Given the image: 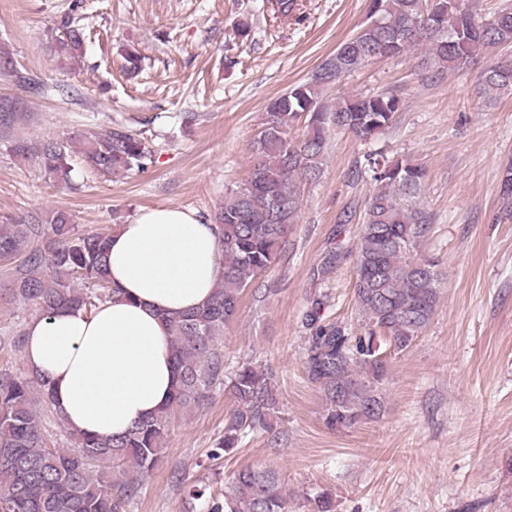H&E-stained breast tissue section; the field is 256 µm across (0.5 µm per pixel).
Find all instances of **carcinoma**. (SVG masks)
I'll return each mask as SVG.
<instances>
[{"instance_id": "obj_1", "label": "carcinoma", "mask_w": 512, "mask_h": 512, "mask_svg": "<svg viewBox=\"0 0 512 512\" xmlns=\"http://www.w3.org/2000/svg\"><path fill=\"white\" fill-rule=\"evenodd\" d=\"M56 58L83 57L84 33L64 14L48 35ZM425 47L423 64L438 70L464 69L492 48H512V9L482 22L462 0H371L370 17L354 37L341 43L303 83L273 100L251 144L249 178L231 190L215 215L221 233L223 272L202 308L167 319L177 384L168 403L117 437L70 433L79 453L47 441L44 412L57 415L44 381L0 373V499L10 512H128L140 483L156 467L171 419L181 410L206 406L214 387L224 386L235 407L209 458L238 448L248 433L269 430L279 404L272 375L243 363L226 370L219 339L236 317L243 292L288 252L300 199L295 181L320 176L331 128L360 140L382 134L400 109L387 93L344 98L329 105L324 89L339 84L371 60L401 56ZM0 73L28 84L12 58L0 54ZM484 95L512 93V58L496 60L480 75ZM23 111L18 99H0V126L9 128ZM303 122L305 137H289ZM87 164L103 176L144 171L153 150L140 134L117 125L78 135ZM22 160L39 159L45 175L71 181L69 148L47 141L36 148L12 145ZM373 192L364 205L355 247L354 304L364 325L350 326L325 316L330 295L314 293L304 313L303 364L322 393L323 418L330 429H350L380 417L388 374L386 350L406 351L433 319L441 301L442 278L435 261L419 255L429 216L419 207L424 169L408 160L369 154ZM104 233H80L64 210L0 224V262L16 263L4 297L22 298L44 315L63 307L88 314L112 299ZM208 497V512H288L289 495L275 469L247 467L233 474L219 497L206 487L189 489Z\"/></svg>"}]
</instances>
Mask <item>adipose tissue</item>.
<instances>
[{
	"label": "adipose tissue",
	"mask_w": 512,
	"mask_h": 512,
	"mask_svg": "<svg viewBox=\"0 0 512 512\" xmlns=\"http://www.w3.org/2000/svg\"><path fill=\"white\" fill-rule=\"evenodd\" d=\"M219 237L192 211L140 210L108 240L118 297L90 315L64 308L26 323V371L50 384L70 431L117 436L167 402L175 373L164 317L211 298L222 271Z\"/></svg>",
	"instance_id": "obj_1"
}]
</instances>
